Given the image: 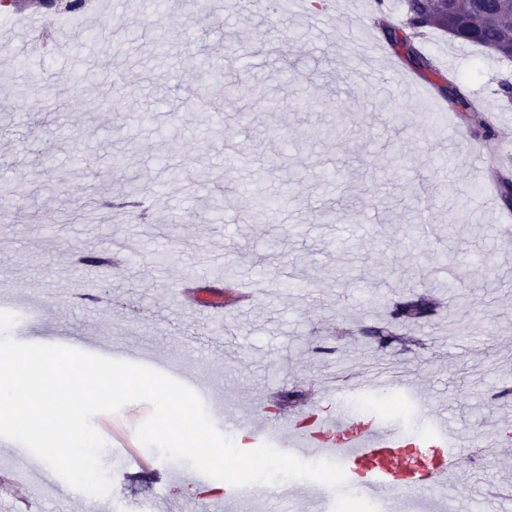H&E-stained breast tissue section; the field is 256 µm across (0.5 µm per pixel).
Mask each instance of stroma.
<instances>
[{"mask_svg": "<svg viewBox=\"0 0 512 512\" xmlns=\"http://www.w3.org/2000/svg\"><path fill=\"white\" fill-rule=\"evenodd\" d=\"M334 0L327 24L264 10L241 11L210 0L211 19L196 24L192 0H124L105 24L83 15L60 20L67 37L40 35V51L17 60L0 30V185L23 191L0 210V297L16 303L11 337L29 327L36 343L63 333L104 346L192 363L211 394L205 408L238 413L280 392L300 389L320 408L344 402L346 387L375 370L412 382L465 432L489 441L512 434V234L501 226L503 199L487 198L484 180L512 179V59L429 30L420 49L440 74L419 72L422 98H401L373 77L372 47L354 32L370 25L377 43L402 27L404 0ZM169 47L156 48L158 34ZM224 65L223 83L205 98L221 105L229 140L202 135L205 115L188 92L200 83L198 61ZM454 76L485 114L504 117L487 137L473 114L447 109L443 76ZM346 115L348 137L324 140L330 113ZM146 113L150 123L127 117ZM482 143L484 159L469 142ZM140 190V217L115 220L94 210L67 221L76 195L118 200ZM293 200L270 223L249 216L257 197ZM220 193L222 222L199 207ZM274 239L269 263L260 236ZM122 241L126 270L98 273L86 257ZM224 258L225 281L258 288L245 310L217 319L224 352L190 346L171 328L186 311L174 285L198 273L196 256ZM462 269L443 288L428 278L441 261ZM88 284L100 301L49 300L36 320L30 287ZM417 293L438 302L429 320L395 327L394 341L373 336L393 301ZM143 402L96 415L107 448L156 457L135 428L150 414ZM10 451L25 469L8 494L26 512H59L35 494L42 471L19 443ZM188 463L125 478L110 470L123 504L145 512H192L200 492ZM455 481V512H479L484 491L512 485V447L464 459Z\"/></svg>", "mask_w": 512, "mask_h": 512, "instance_id": "35a3bbf8", "label": "stroma"}]
</instances>
